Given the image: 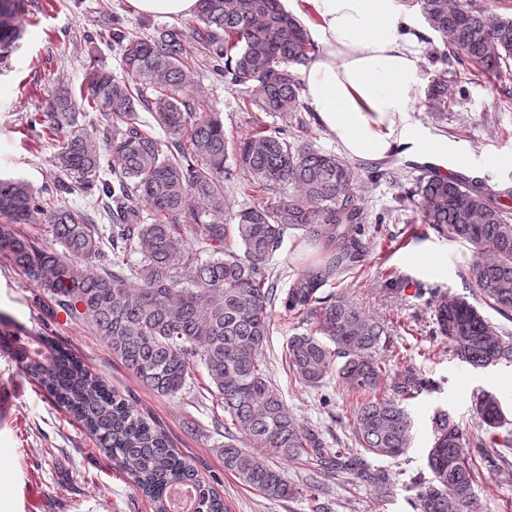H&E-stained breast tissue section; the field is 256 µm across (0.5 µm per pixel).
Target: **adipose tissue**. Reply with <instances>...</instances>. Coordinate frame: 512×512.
<instances>
[{
	"label": "adipose tissue",
	"instance_id": "obj_1",
	"mask_svg": "<svg viewBox=\"0 0 512 512\" xmlns=\"http://www.w3.org/2000/svg\"><path fill=\"white\" fill-rule=\"evenodd\" d=\"M317 53L304 69L303 96L353 158L382 160L412 130L415 35L399 0H283Z\"/></svg>",
	"mask_w": 512,
	"mask_h": 512
}]
</instances>
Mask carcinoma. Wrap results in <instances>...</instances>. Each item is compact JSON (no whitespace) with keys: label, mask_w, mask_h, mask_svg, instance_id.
Returning <instances> with one entry per match:
<instances>
[{"label":"carcinoma","mask_w":512,"mask_h":512,"mask_svg":"<svg viewBox=\"0 0 512 512\" xmlns=\"http://www.w3.org/2000/svg\"><path fill=\"white\" fill-rule=\"evenodd\" d=\"M415 2L445 47L435 52L445 69L422 101L443 120L456 103L448 95V55L478 75L500 74L512 60V17L451 0ZM27 7L28 0H0V64L21 38ZM101 44L121 52V75L102 64ZM316 52L281 0H199L193 17L145 37L130 35L113 16L87 37V93L61 81L45 111L28 117L30 126L46 123L66 136L52 157L50 191L0 177V256L55 307L105 337L112 358L145 387L175 397L202 369L207 393L224 411V470L268 500L307 498L313 512H326L318 502L322 478L349 475L390 492L389 471L370 457L406 453L412 422L404 401L430 389V381L405 366L386 320L343 296L321 297L329 283L363 272L370 257L373 237L355 170L264 120L289 114L307 132L293 67ZM202 67L242 92L239 108L251 113L247 135L225 134L213 100L196 90ZM88 110L96 119L90 128L78 120ZM157 127L167 139L155 136ZM386 174L411 184L387 213L395 223L411 206L433 230L475 249L461 272L471 296L434 291L430 335L474 370L512 365V207L477 180L403 168L373 177ZM227 184L249 197L244 207L234 208ZM78 191L95 195L94 215L70 206ZM16 224L48 225L60 248L21 234ZM289 230L297 231L303 262L289 275L282 305L309 328L288 338L285 364L310 388L334 378L362 395L348 416L349 442L334 448L318 427L297 421L265 356L280 277L271 259ZM486 308L503 322L491 321ZM26 336L18 351L32 380L96 438L155 512H172L169 493L177 485L193 488L194 512H224V500L127 399L48 332ZM393 363L404 369L390 383ZM471 410L490 441L468 435L449 411H434L431 477L413 481L414 512H470L479 457L512 478V407L479 388ZM252 448L298 462L309 474L294 484Z\"/></svg>","instance_id":"cac0c4a2"}]
</instances>
